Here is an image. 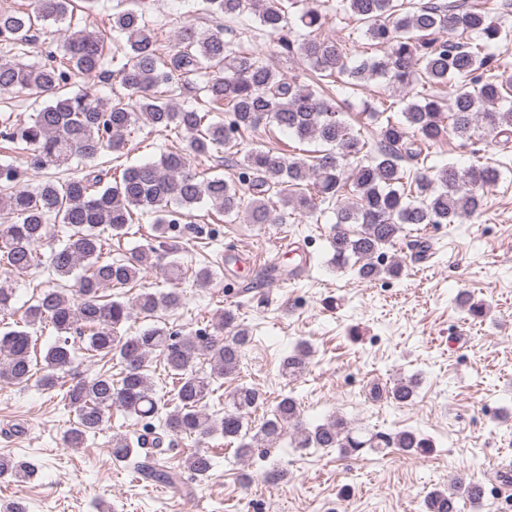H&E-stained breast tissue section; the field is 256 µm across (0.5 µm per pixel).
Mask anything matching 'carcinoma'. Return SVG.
Returning <instances> with one entry per match:
<instances>
[{
  "instance_id": "obj_1",
  "label": "carcinoma",
  "mask_w": 512,
  "mask_h": 512,
  "mask_svg": "<svg viewBox=\"0 0 512 512\" xmlns=\"http://www.w3.org/2000/svg\"><path fill=\"white\" fill-rule=\"evenodd\" d=\"M204 10L216 22L213 30L185 27L169 51L161 52L154 30L143 12L128 9L112 15L111 30L125 38L128 61L119 72L124 96L109 102L88 91L65 92L71 77L103 70L105 34L83 28L62 46L63 60L41 66L27 65L14 57L0 56V90L36 91L49 97L28 122L4 126L0 139L22 143L32 150L37 169L60 166L72 159L91 160L101 151L119 150L140 119L161 132L183 135L185 146L161 156L159 161L123 169L110 181L100 170L63 181H48L34 190L17 189V171L0 166V185L13 188L3 202L11 223L0 224V264L12 271L39 265L36 245L49 233L50 222L60 220L69 228L67 239L54 251L50 268L69 279L86 263V272L68 288H46L21 320L0 331V382L36 383L55 387L59 373L69 368L78 350L94 357L117 361L119 377L97 373L79 379L66 390V405L76 421L65 442L79 448L87 436L103 429L114 407L142 423L135 437L116 433L110 454L148 485H161L191 497L184 471L204 480L213 468L206 447L215 434L237 443L236 456L248 460L264 446L290 435L295 448H336L343 455L365 448L383 453L398 448L406 453L427 454L432 441L413 431L393 434L364 432L341 418L322 423L301 421V406L291 395L283 396L270 417L258 428L249 418L263 404L254 387L239 386L225 396L224 415L209 413V402L237 373L250 344L248 329L236 323L233 311L224 310L212 327L183 334L158 325L130 334L124 326L134 315L153 317L160 310L182 305L176 290L143 291L130 304L106 298L102 290L124 286L155 265L158 249L136 248L129 256L103 261L105 244L127 234L134 212H150L155 224H176L181 210L203 200L232 220L272 224L284 219L273 214L271 194L283 208L314 213L318 206L336 203V223L328 236L332 261L339 267L357 265L356 276L366 282L403 274L398 260L379 264L375 258L399 238L405 224H458L478 216L483 209L484 187L494 183L498 170L488 164H472L459 170L452 163L428 164L431 147L453 134L469 140L478 129L493 137L512 139V105L501 104L503 91L512 88L508 65L492 47L512 42V29L501 19L474 7L431 5L425 0H336V12L361 23L363 34L381 54L354 57L336 41L319 38L325 4L306 0L299 14L312 33L300 41L281 37L278 53L301 54L319 72L310 83L285 81L260 54H246L224 40L221 20L248 11L260 31L275 36L288 27L293 0H203ZM74 0H28L27 8L0 6V45L13 49L37 39L39 25L68 18ZM201 69L212 71L202 87L208 103L230 114L227 121L205 122L195 106H180L172 96L159 93L170 86L174 74L188 77ZM336 76L341 84L359 86L381 78L399 88L400 115L393 105L373 107L371 121L379 124L378 140L371 144L353 132L342 118L336 96L322 88L321 74ZM459 84L451 105L436 96L421 94L416 87ZM265 123L278 127L301 142L318 141L326 149L305 158L276 154L260 148L248 150L239 160L245 182L236 185L215 176L200 180L189 170V158L229 145L236 134ZM357 224L355 233L345 229ZM50 327L54 341L34 354L37 329ZM163 357L172 379L170 396L159 394L148 374L153 353ZM205 366H198L197 359ZM309 350L301 342L283 359L281 373L297 377L308 367ZM416 378H400L387 390L398 404L412 402ZM194 439L196 450L183 464L172 467L142 457L141 449L165 454L171 437ZM34 470L25 461L0 456V480L24 482ZM474 502L470 486L459 479L446 490L427 496V512H457L458 501Z\"/></svg>"
}]
</instances>
